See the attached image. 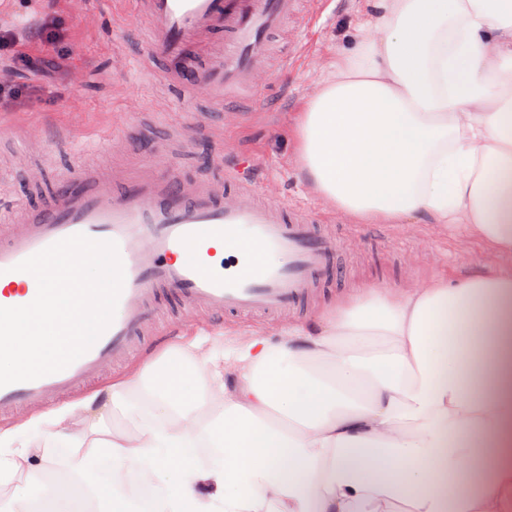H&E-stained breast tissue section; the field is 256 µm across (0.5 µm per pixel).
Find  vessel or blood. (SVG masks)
Segmentation results:
<instances>
[{
  "label": "vessel or blood",
  "instance_id": "1",
  "mask_svg": "<svg viewBox=\"0 0 512 512\" xmlns=\"http://www.w3.org/2000/svg\"><path fill=\"white\" fill-rule=\"evenodd\" d=\"M299 0H133L171 95L206 97L220 108L253 86L269 37L292 19ZM82 234L116 243L124 284L111 324L65 369L0 387V416L47 407L90 382L104 362L126 361L147 335L153 311L170 296L185 313L204 308L227 317L274 319L323 287L333 237L316 232L311 214L261 199L228 197L218 179L181 183L143 163L113 169L79 166L39 206L0 213V307L32 302L25 259ZM233 250L215 260L214 243ZM243 242L248 252L236 250Z\"/></svg>",
  "mask_w": 512,
  "mask_h": 512
}]
</instances>
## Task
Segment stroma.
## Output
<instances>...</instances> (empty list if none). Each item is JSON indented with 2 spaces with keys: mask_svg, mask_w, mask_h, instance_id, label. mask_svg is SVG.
<instances>
[{
  "mask_svg": "<svg viewBox=\"0 0 512 512\" xmlns=\"http://www.w3.org/2000/svg\"><path fill=\"white\" fill-rule=\"evenodd\" d=\"M377 0H330L313 27L291 23L289 34H274L271 57L255 77L252 102L240 109L213 110L206 131L193 142L158 156L162 141L188 132L201 102L171 105L151 71L124 67V58L140 53L147 40L132 0H0V25L14 28L13 45L0 53V72L20 86L22 96L9 112H0V203L20 199L31 206L68 178L79 162L101 167L155 163L185 181L223 175L241 156L254 167L246 177L265 195L307 208L337 240L344 274L316 293L300 310L273 321L188 316L163 303V335L147 337L141 354L123 368L104 364L85 390L64 397L53 409H18L0 420V456L14 455L26 441L44 439L51 414L65 416L70 432H91L97 418L81 412L83 402L111 393L113 384H136L143 368L168 352L198 341L203 351L223 348L228 336H263L278 342L288 325L309 324L337 300L372 288H422L439 277L456 279L476 265L495 269L503 260L487 252L456 225L414 218L399 224L361 222L318 195L302 177L297 152V119L323 80L356 40L375 35ZM55 19L60 41L39 40L46 19ZM23 55L55 57V69L23 70ZM39 168L42 180L31 185L26 170ZM49 461L31 458L37 479L32 495L69 480L72 450L67 440L49 442Z\"/></svg>",
  "mask_w": 512,
  "mask_h": 512,
  "instance_id": "1",
  "label": "stroma"
}]
</instances>
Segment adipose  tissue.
I'll return each instance as SVG.
<instances>
[{
    "instance_id": "ef3b65f1",
    "label": "adipose tissue",
    "mask_w": 512,
    "mask_h": 512,
    "mask_svg": "<svg viewBox=\"0 0 512 512\" xmlns=\"http://www.w3.org/2000/svg\"><path fill=\"white\" fill-rule=\"evenodd\" d=\"M376 26L298 117L303 175L352 217L421 214L512 258V0H379ZM138 389L150 423L72 436L43 512H140L142 472L153 512H512V267L367 288L277 343L169 353ZM47 455L0 461L8 512Z\"/></svg>"
}]
</instances>
